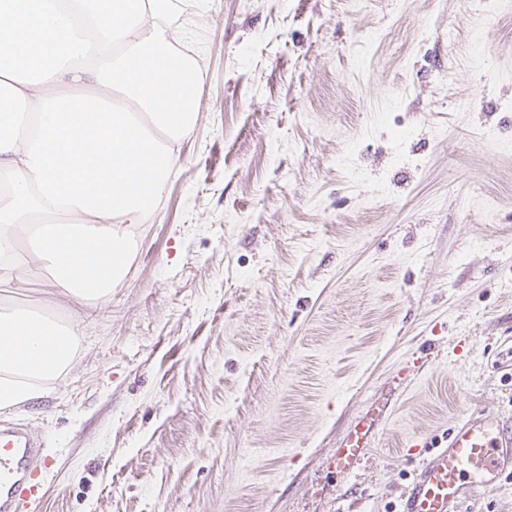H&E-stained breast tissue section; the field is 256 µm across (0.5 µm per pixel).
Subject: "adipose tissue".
Returning <instances> with one entry per match:
<instances>
[{"instance_id": "adipose-tissue-1", "label": "adipose tissue", "mask_w": 512, "mask_h": 512, "mask_svg": "<svg viewBox=\"0 0 512 512\" xmlns=\"http://www.w3.org/2000/svg\"><path fill=\"white\" fill-rule=\"evenodd\" d=\"M170 0H0V286L100 303L135 258L199 111ZM76 323L0 310V411L71 368Z\"/></svg>"}]
</instances>
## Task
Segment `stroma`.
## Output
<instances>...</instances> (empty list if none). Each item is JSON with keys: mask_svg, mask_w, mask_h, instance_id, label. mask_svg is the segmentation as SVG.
I'll return each mask as SVG.
<instances>
[{"mask_svg": "<svg viewBox=\"0 0 512 512\" xmlns=\"http://www.w3.org/2000/svg\"><path fill=\"white\" fill-rule=\"evenodd\" d=\"M170 14L200 112L127 275L97 305L0 292L83 336L0 413L51 459L28 512H396L424 448L482 409L512 420V0ZM387 403H375L350 427L341 440L331 458V465L342 473L355 472L365 459L367 448L375 442L379 425L391 415Z\"/></svg>", "mask_w": 512, "mask_h": 512, "instance_id": "obj_1", "label": "stroma"}]
</instances>
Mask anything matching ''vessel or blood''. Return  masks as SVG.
Wrapping results in <instances>:
<instances>
[{"label": "vessel or blood", "instance_id": "obj_1", "mask_svg": "<svg viewBox=\"0 0 512 512\" xmlns=\"http://www.w3.org/2000/svg\"><path fill=\"white\" fill-rule=\"evenodd\" d=\"M391 414L373 404L336 444L331 465L355 472ZM50 460L38 440L19 428L0 430V512H23L38 497V473ZM512 471V421L482 411L458 423L447 443L428 451L401 497V512H460L466 498L493 490Z\"/></svg>", "mask_w": 512, "mask_h": 512}]
</instances>
